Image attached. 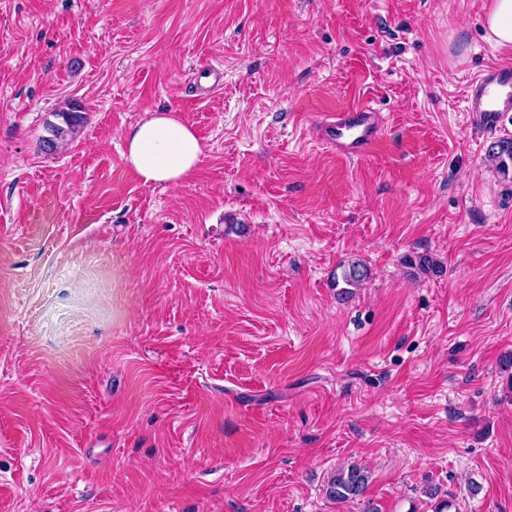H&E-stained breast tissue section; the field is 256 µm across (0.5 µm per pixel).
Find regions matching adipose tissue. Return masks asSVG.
<instances>
[{"mask_svg":"<svg viewBox=\"0 0 512 512\" xmlns=\"http://www.w3.org/2000/svg\"><path fill=\"white\" fill-rule=\"evenodd\" d=\"M124 141L126 163L146 184L179 185L203 156L194 130L169 112L147 113L125 132Z\"/></svg>","mask_w":512,"mask_h":512,"instance_id":"1","label":"adipose tissue"}]
</instances>
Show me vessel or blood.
I'll return each mask as SVG.
<instances>
[{
    "instance_id": "b4317fda",
    "label": "vessel or blood",
    "mask_w": 512,
    "mask_h": 512,
    "mask_svg": "<svg viewBox=\"0 0 512 512\" xmlns=\"http://www.w3.org/2000/svg\"><path fill=\"white\" fill-rule=\"evenodd\" d=\"M466 109L485 133L497 130L512 116V67H485L472 80ZM315 135L327 147L346 159L371 155L383 139V119L372 102L363 101L323 113Z\"/></svg>"
}]
</instances>
